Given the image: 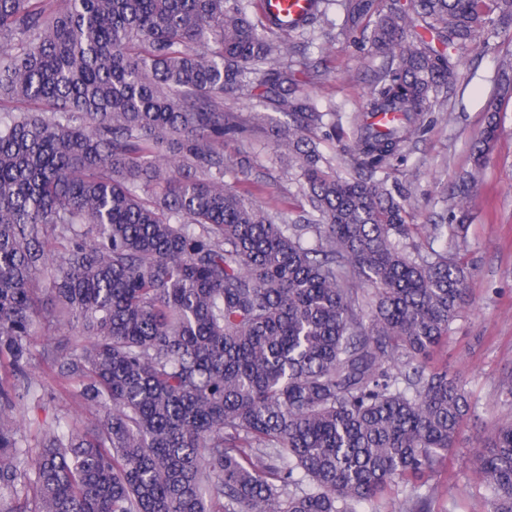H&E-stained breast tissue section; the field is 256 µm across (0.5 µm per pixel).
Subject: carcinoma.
Returning <instances> with one entry per match:
<instances>
[{
    "instance_id": "carcinoma-1",
    "label": "carcinoma",
    "mask_w": 512,
    "mask_h": 512,
    "mask_svg": "<svg viewBox=\"0 0 512 512\" xmlns=\"http://www.w3.org/2000/svg\"><path fill=\"white\" fill-rule=\"evenodd\" d=\"M342 19H328L331 2ZM290 28L261 0H0V512H429L419 481L448 470L475 413L464 379L424 359L448 338L470 275L413 254L391 182L457 58L512 26V0H313ZM418 28L429 37L408 38ZM367 35L387 59L354 118L357 173L308 138L343 131L298 90L291 38ZM288 115L274 134L297 169L302 222L227 184L249 129L224 97ZM390 113L393 119L376 123ZM498 137L472 148L482 167ZM460 177L454 232L471 220ZM45 289L74 336L63 361L97 408L77 430L22 445L30 328ZM398 373H392V369ZM473 464L487 512H512V422Z\"/></svg>"
}]
</instances>
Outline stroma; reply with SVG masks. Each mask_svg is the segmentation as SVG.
I'll return each instance as SVG.
<instances>
[{"instance_id":"obj_1","label":"stroma","mask_w":512,"mask_h":512,"mask_svg":"<svg viewBox=\"0 0 512 512\" xmlns=\"http://www.w3.org/2000/svg\"><path fill=\"white\" fill-rule=\"evenodd\" d=\"M511 58L512 32L490 38L488 44H476L464 54L446 111L435 113L432 125L413 140L393 173L410 194L409 220L417 226L414 240L422 254L448 252L472 271L467 281L470 301L451 324L448 340L434 360L467 380L476 414L465 422L451 453L449 476L428 480L434 489L431 512H486L472 450L498 423L512 419V403L498 394L500 377L512 370V92L500 90L501 65ZM311 61L318 71L299 75L301 93L319 110H335L344 122L363 111L384 65L382 57L366 47L343 40L336 42L330 54L312 53ZM494 99L500 103L499 135L478 175L465 242L460 248H450L445 240H430L429 229L440 223L444 199L455 191L459 176L472 168V147L487 125V107ZM224 109L252 127L247 140L224 144L225 156L246 151L253 158L247 173L227 175V182L264 207L296 216L298 175L280 167L272 153V131L287 123V116L256 96L227 98ZM59 338L55 325L48 321L34 325L28 338L33 355L29 375L41 398L40 403H29L25 411L23 436L29 448L38 445L43 423L58 420L78 428L95 414L78 384L42 358L44 349Z\"/></svg>"}]
</instances>
